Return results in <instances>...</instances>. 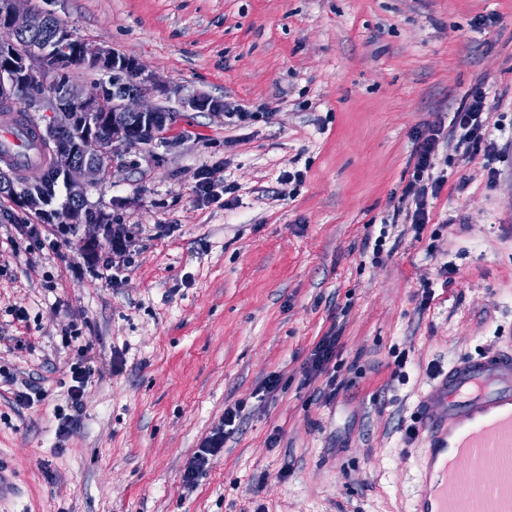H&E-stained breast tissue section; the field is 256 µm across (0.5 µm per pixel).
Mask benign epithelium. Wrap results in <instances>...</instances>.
<instances>
[{
	"label": "benign epithelium",
	"mask_w": 512,
	"mask_h": 512,
	"mask_svg": "<svg viewBox=\"0 0 512 512\" xmlns=\"http://www.w3.org/2000/svg\"><path fill=\"white\" fill-rule=\"evenodd\" d=\"M28 0H0V98L17 99L29 79L42 75L53 82L50 60L63 53H73L112 73V112L104 122V136L97 139L95 116L103 89L87 93L65 85L43 101L41 136L49 148L53 173L65 179L72 203L69 220L87 223L90 211L87 191L106 173L104 157L115 159L131 149V130L139 125L148 129L167 125L170 113L147 102L151 90L160 87L137 60L102 46L77 43L70 32L56 23L55 15L26 7ZM38 39L25 52L17 50L22 39ZM182 106L194 111H216L222 103L203 94L181 98ZM45 171L41 168L18 181L12 168H0V195L18 200L21 207L38 211L43 206Z\"/></svg>",
	"instance_id": "benign-epithelium-1"
}]
</instances>
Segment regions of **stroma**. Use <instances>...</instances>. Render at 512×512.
I'll return each instance as SVG.
<instances>
[{"label":"stroma","instance_id":"35a3bbf8","mask_svg":"<svg viewBox=\"0 0 512 512\" xmlns=\"http://www.w3.org/2000/svg\"><path fill=\"white\" fill-rule=\"evenodd\" d=\"M29 4L224 109L153 94L175 115L167 144L131 150L90 187L132 239L116 282L97 276L107 237L93 260L75 233L46 247L64 192L42 214L0 195V372L15 378L0 379L13 481L0 512H414L423 447L404 427L441 369L512 336V0ZM478 85L494 159L449 140L428 224L395 221L417 131L449 126ZM331 329L328 399L331 379L305 363ZM74 365L92 375L62 441ZM29 385L40 397L17 404ZM239 402L223 453L184 488L186 462Z\"/></svg>","mask_w":512,"mask_h":512}]
</instances>
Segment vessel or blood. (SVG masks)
<instances>
[{
	"label": "vessel or blood",
	"instance_id": "vessel-or-blood-1",
	"mask_svg": "<svg viewBox=\"0 0 512 512\" xmlns=\"http://www.w3.org/2000/svg\"><path fill=\"white\" fill-rule=\"evenodd\" d=\"M0 150L25 165L38 154L27 133L0 118ZM424 467L415 512H458L461 484L472 486L469 512H512V349L481 350L454 360L422 401ZM491 482L478 485L476 472Z\"/></svg>",
	"mask_w": 512,
	"mask_h": 512
}]
</instances>
